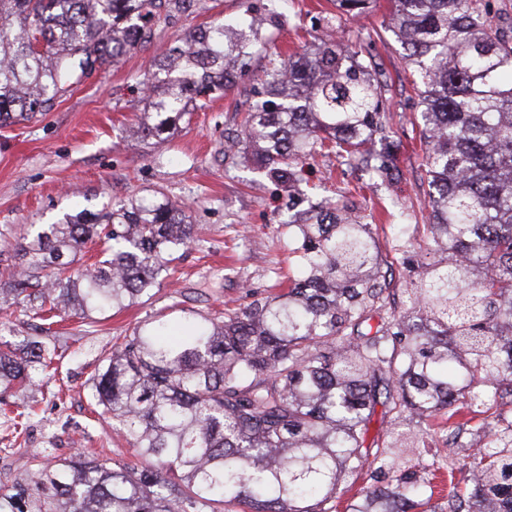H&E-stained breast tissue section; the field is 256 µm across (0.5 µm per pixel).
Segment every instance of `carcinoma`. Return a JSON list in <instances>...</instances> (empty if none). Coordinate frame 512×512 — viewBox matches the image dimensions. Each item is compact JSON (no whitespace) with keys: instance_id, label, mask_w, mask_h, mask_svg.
<instances>
[{"instance_id":"cac0c4a2","label":"carcinoma","mask_w":512,"mask_h":512,"mask_svg":"<svg viewBox=\"0 0 512 512\" xmlns=\"http://www.w3.org/2000/svg\"><path fill=\"white\" fill-rule=\"evenodd\" d=\"M362 14L370 0H337ZM204 0H0V127L51 110L85 67L114 64L151 44L156 21ZM389 30L405 51L425 105L431 189L427 250L401 292L389 287L373 225L325 202L297 225L302 277L288 291L190 327L176 343L152 321L120 337L91 377L92 397L145 460L136 474L81 453L26 476L16 496L36 512H334L336 490L373 458L393 465L384 486L360 487L351 512H427L429 485L398 448L421 455L424 430L403 424L512 396V34L485 0H391ZM265 72V98L245 121L243 154L291 191L305 155L324 148L382 177L383 86L372 62L330 40ZM39 33L45 48L31 47ZM260 40L255 22H217L186 34L151 61V111L136 133L161 143L179 121L231 86L232 68ZM102 260L74 267L83 244ZM195 240L185 210L163 192L83 209L24 238L0 296L40 320L85 318L150 295ZM390 314L377 326L369 320ZM61 359L39 340L0 343V386L36 385L33 371ZM389 441L366 445L376 406ZM484 450L448 470L471 471L448 512H501L512 502V420L482 426Z\"/></svg>"}]
</instances>
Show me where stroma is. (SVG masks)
I'll return each mask as SVG.
<instances>
[{
	"label": "stroma",
	"instance_id": "stroma-1",
	"mask_svg": "<svg viewBox=\"0 0 512 512\" xmlns=\"http://www.w3.org/2000/svg\"><path fill=\"white\" fill-rule=\"evenodd\" d=\"M262 0H205L202 11L168 23L157 22L151 48L128 54L118 65L60 97L47 112L0 128V253L11 251L35 224L164 190L182 205L198 228L194 243L160 276L148 299L122 310L74 318L51 329L64 350L57 372L43 373L32 389L17 393V404L35 401L27 430L16 433L0 417V512H28L12 492L22 474L40 464L88 450L113 463L141 461L111 417L100 415L90 378L114 337L129 334L152 318L181 327L187 313L196 320L246 305L250 295L287 290L298 272L291 254L296 229L288 216H301L330 198L372 225L393 287L407 273L396 245L412 252L426 246L429 187L426 145L420 137L423 109L403 50L387 29L388 0H377L358 17H339L334 38L343 49L371 59L384 84L382 122L392 155L386 178L370 180L360 168L327 151L307 156L311 174L300 184L296 207L264 171L245 163L230 142L240 140L241 122L262 88L265 69L302 52L323 32L325 18L338 16L336 0H288L282 17L268 20L235 83L205 110L185 116L165 142L133 136L144 110L138 92L154 48L174 44L213 21L259 12ZM447 447L430 440L420 463L440 490L431 506L444 504L450 483H465L467 472H449Z\"/></svg>",
	"mask_w": 512,
	"mask_h": 512
}]
</instances>
